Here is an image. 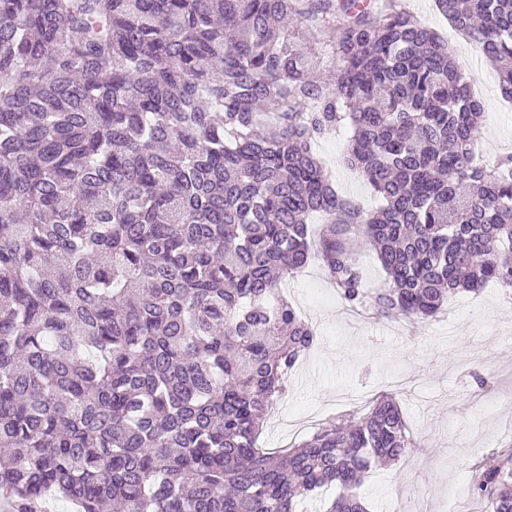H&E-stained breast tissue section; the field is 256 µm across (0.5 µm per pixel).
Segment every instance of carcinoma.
Masks as SVG:
<instances>
[{
  "label": "carcinoma",
  "mask_w": 512,
  "mask_h": 512,
  "mask_svg": "<svg viewBox=\"0 0 512 512\" xmlns=\"http://www.w3.org/2000/svg\"><path fill=\"white\" fill-rule=\"evenodd\" d=\"M435 2L512 100V0ZM483 113L405 0H0V500L306 512L333 486L320 512H369L373 467L416 447L393 395L258 445L317 339L279 286L316 257L351 310L512 300V154L480 159ZM336 133L369 213L314 152ZM468 491L512 512V449Z\"/></svg>",
  "instance_id": "obj_1"
}]
</instances>
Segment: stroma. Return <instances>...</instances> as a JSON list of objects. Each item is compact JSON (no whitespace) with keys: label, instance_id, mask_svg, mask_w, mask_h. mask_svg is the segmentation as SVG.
<instances>
[{"label":"stroma","instance_id":"stroma-1","mask_svg":"<svg viewBox=\"0 0 512 512\" xmlns=\"http://www.w3.org/2000/svg\"><path fill=\"white\" fill-rule=\"evenodd\" d=\"M413 14L448 39L471 90L484 102L485 156L512 153V103L502 99L498 74L460 36L435 0H407ZM337 188L364 208L378 199L363 175L348 167L346 142L329 136L315 145ZM289 300L318 333V342L290 376L288 389L268 414L259 443L279 450L306 437L361 395L394 393L420 446L400 464L370 473L361 492L376 512H468L482 505L468 493L471 468L512 444V302L498 287L453 298L443 314L407 324L352 312L319 264L291 280ZM491 386L474 395L463 383L470 369Z\"/></svg>","mask_w":512,"mask_h":512}]
</instances>
